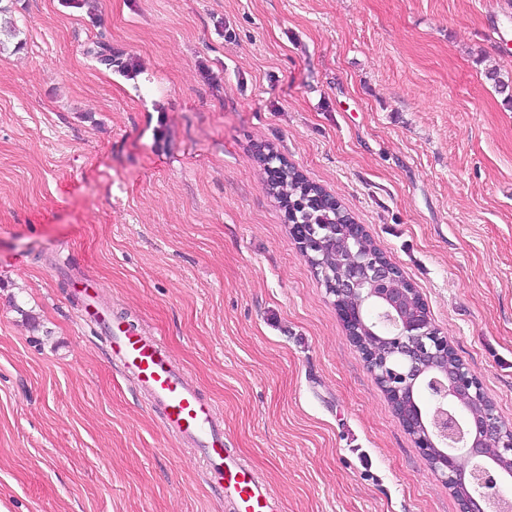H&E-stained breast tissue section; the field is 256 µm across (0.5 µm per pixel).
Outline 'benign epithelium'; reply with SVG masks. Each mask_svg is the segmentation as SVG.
<instances>
[{
    "label": "benign epithelium",
    "mask_w": 512,
    "mask_h": 512,
    "mask_svg": "<svg viewBox=\"0 0 512 512\" xmlns=\"http://www.w3.org/2000/svg\"><path fill=\"white\" fill-rule=\"evenodd\" d=\"M336 196L328 191L290 201L286 217L300 251L321 278L347 334L397 411L405 430L427 456L448 488L470 472L473 486L460 493V512H512V498L499 490L495 470L471 467L485 451L512 462V427L494 407L478 402V377L436 328L427 304L401 270L381 254L357 243L365 232L355 224H299L298 212L328 210ZM346 250L340 268L322 263L329 244ZM429 388L432 407L423 420L414 391Z\"/></svg>",
    "instance_id": "7a95c632"
}]
</instances>
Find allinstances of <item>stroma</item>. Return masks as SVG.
<instances>
[{
	"label": "stroma",
	"instance_id": "1",
	"mask_svg": "<svg viewBox=\"0 0 512 512\" xmlns=\"http://www.w3.org/2000/svg\"><path fill=\"white\" fill-rule=\"evenodd\" d=\"M493 20L512 0H0V512H229L81 320V280L161 339L282 512H459L257 153L365 225L512 427Z\"/></svg>",
	"mask_w": 512,
	"mask_h": 512
}]
</instances>
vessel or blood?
<instances>
[{"instance_id": "obj_1", "label": "vessel or blood", "mask_w": 512, "mask_h": 512, "mask_svg": "<svg viewBox=\"0 0 512 512\" xmlns=\"http://www.w3.org/2000/svg\"><path fill=\"white\" fill-rule=\"evenodd\" d=\"M82 294L83 320L108 323L113 357L150 395L166 429L194 446L209 480L223 490L231 512H281L280 500L270 487L243 458L227 448L224 424L216 407L173 366L161 341L126 321L113 320L96 284H86Z\"/></svg>"}]
</instances>
